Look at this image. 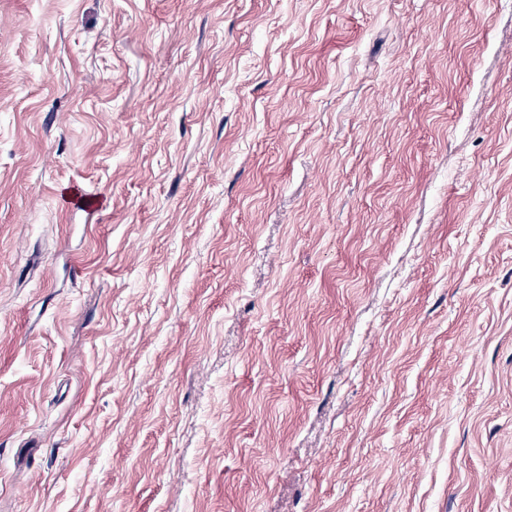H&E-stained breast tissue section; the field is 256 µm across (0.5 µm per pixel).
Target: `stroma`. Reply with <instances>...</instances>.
<instances>
[{
    "label": "stroma",
    "instance_id": "obj_1",
    "mask_svg": "<svg viewBox=\"0 0 512 512\" xmlns=\"http://www.w3.org/2000/svg\"><path fill=\"white\" fill-rule=\"evenodd\" d=\"M0 512H512V0H0Z\"/></svg>",
    "mask_w": 512,
    "mask_h": 512
}]
</instances>
